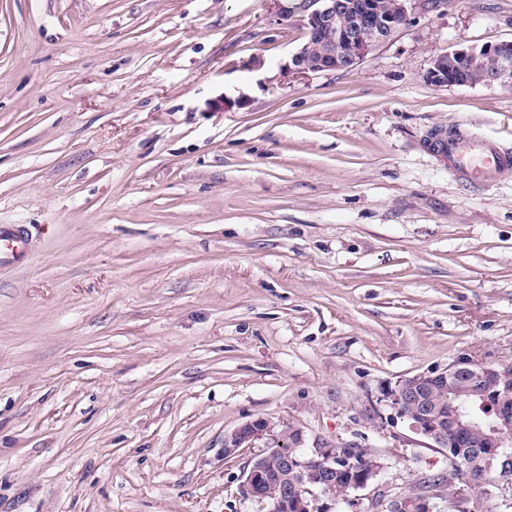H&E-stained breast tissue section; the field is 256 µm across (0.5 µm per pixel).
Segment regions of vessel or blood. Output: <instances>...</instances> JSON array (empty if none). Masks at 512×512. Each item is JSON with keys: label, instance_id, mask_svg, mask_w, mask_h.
Returning <instances> with one entry per match:
<instances>
[{"label": "vessel or blood", "instance_id": "vessel-or-blood-1", "mask_svg": "<svg viewBox=\"0 0 512 512\" xmlns=\"http://www.w3.org/2000/svg\"><path fill=\"white\" fill-rule=\"evenodd\" d=\"M429 147L454 176L471 183L492 182L512 169L511 152L459 127L436 132ZM27 245L23 226H0V265L23 262Z\"/></svg>", "mask_w": 512, "mask_h": 512}]
</instances>
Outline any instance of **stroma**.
I'll list each match as a JSON object with an SVG mask.
<instances>
[{
  "label": "stroma",
  "instance_id": "35a3bbf8",
  "mask_svg": "<svg viewBox=\"0 0 512 512\" xmlns=\"http://www.w3.org/2000/svg\"><path fill=\"white\" fill-rule=\"evenodd\" d=\"M349 72L289 74L272 0H0V512H259L241 424L382 463L330 512L446 476L387 404L460 357L512 364V88L436 86L446 51L512 40V0H412ZM430 149L458 179L489 183L512 169V154L460 127L436 132ZM27 245L23 226H0V265L22 263L27 257ZM274 426L264 418L245 422L224 438L225 455L235 454L239 448H255V442L265 436H274Z\"/></svg>",
  "mask_w": 512,
  "mask_h": 512
}]
</instances>
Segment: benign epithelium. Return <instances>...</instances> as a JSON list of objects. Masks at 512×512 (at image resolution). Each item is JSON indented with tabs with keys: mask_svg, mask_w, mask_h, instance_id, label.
Here are the masks:
<instances>
[{
	"mask_svg": "<svg viewBox=\"0 0 512 512\" xmlns=\"http://www.w3.org/2000/svg\"><path fill=\"white\" fill-rule=\"evenodd\" d=\"M278 19L297 18L305 29L306 42L292 56L288 72L307 75L325 71H351L369 54L389 42L410 21L408 0H274ZM491 58L496 67L486 72L485 59ZM481 76L483 84H512V41L481 47L446 51L436 56L426 79L440 86H473L471 80L455 81L453 74L460 65ZM474 375L479 385L474 394L482 401L486 416L491 418L489 433L483 435L481 447L488 461L496 460L500 471L486 468L471 475L459 490L468 498L489 491L493 486L504 489L512 482V456L505 448L512 444V386L498 366L487 365L461 357L448 366L412 376L388 395L389 406L400 417L412 408L410 427L433 443L436 448H451L448 429L438 416L423 389L448 383L450 375ZM274 433V426L264 418L245 422L224 437V455L235 454L240 448H253L255 442ZM316 465L312 487L299 492L288 483V471L308 469ZM382 465L371 461L369 468L353 472L352 486L366 488L380 472ZM240 489L242 494L265 508L273 504V512H327L322 503L326 497L336 500V453L331 448H314L299 457L291 448H282L272 458L267 452L252 457L244 467ZM441 493L421 492L417 495H395L389 499L387 512H434V498Z\"/></svg>",
	"mask_w": 512,
	"mask_h": 512,
	"instance_id": "obj_1",
	"label": "benign epithelium"
}]
</instances>
